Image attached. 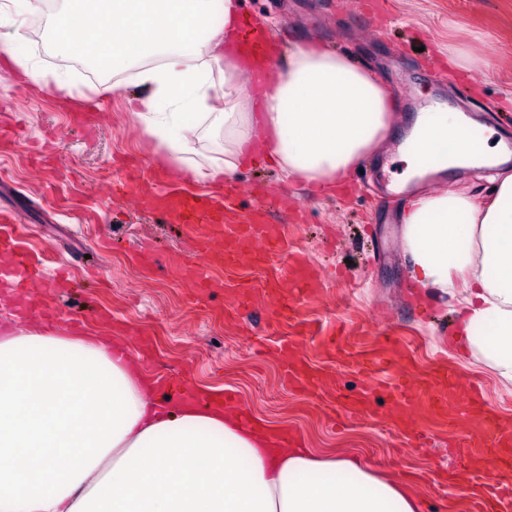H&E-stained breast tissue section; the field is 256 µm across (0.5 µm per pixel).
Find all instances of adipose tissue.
<instances>
[{
	"label": "adipose tissue",
	"instance_id": "adipose-tissue-1",
	"mask_svg": "<svg viewBox=\"0 0 512 512\" xmlns=\"http://www.w3.org/2000/svg\"><path fill=\"white\" fill-rule=\"evenodd\" d=\"M236 0H65L51 48L104 73L130 71L155 155L222 189L246 163L320 190L357 170L387 138L391 95L340 53L299 45L266 72L255 97L224 55ZM23 33L0 0V64L38 93L77 84L18 54ZM460 112L418 116L402 152L406 178L423 157L445 166L500 164L504 146L474 140ZM489 204L443 191L411 200L399 249L414 284L455 301L449 343L512 391V173L494 174ZM0 294V512H422L402 480L355 456L321 457L242 425L235 407L168 399L124 338L75 337L13 313Z\"/></svg>",
	"mask_w": 512,
	"mask_h": 512
}]
</instances>
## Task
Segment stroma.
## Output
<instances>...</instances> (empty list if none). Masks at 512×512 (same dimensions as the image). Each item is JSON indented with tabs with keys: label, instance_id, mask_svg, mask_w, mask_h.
Instances as JSON below:
<instances>
[{
	"label": "stroma",
	"instance_id": "obj_1",
	"mask_svg": "<svg viewBox=\"0 0 512 512\" xmlns=\"http://www.w3.org/2000/svg\"><path fill=\"white\" fill-rule=\"evenodd\" d=\"M383 37L372 36L348 0H240L255 22L281 34L282 47L316 42L354 57L382 81L399 103V121L389 143L357 169L351 193L339 198L310 185L286 186L275 170L258 164L238 172L225 193L238 211L250 209L252 185L284 198L297 210L287 225L288 242L339 282L300 317L312 327L300 334L295 322L269 324V300H237L234 283L260 282L251 265L216 270L222 288L199 295L172 266L199 262L195 242L152 207L157 181L150 173L153 147L129 99L134 86L113 90L98 81L89 112L96 126L74 124L56 96L36 95L9 69L0 67V212L22 228L25 246L53 262L72 263L98 244L111 242L100 259V280L79 281L65 317H88L91 308L112 311L126 332L151 336L142 355L146 371L168 376L166 393L193 385L232 393L261 422L299 437L315 453L357 454L382 475L407 477L424 501L423 512H467L449 476L473 471L458 447L476 419L433 423L420 409L394 411L384 386L357 359L386 337L400 346L398 370L425 377L435 365L453 363L448 332L453 322L444 300L422 298L413 288L398 248L400 205L418 188L479 191L470 169L451 167L419 181L402 182L406 163L399 148L427 107L463 112L512 142V0H379ZM479 58L480 66L448 70L433 83L429 62L445 63L443 47ZM151 249L152 270L134 257ZM348 322L343 352L324 351L316 329ZM299 344L322 387L305 393L290 384L277 359L282 341ZM472 389L500 418L512 424V393L487 368L456 364ZM365 398L370 413L349 414V400Z\"/></svg>",
	"mask_w": 512,
	"mask_h": 512
}]
</instances>
